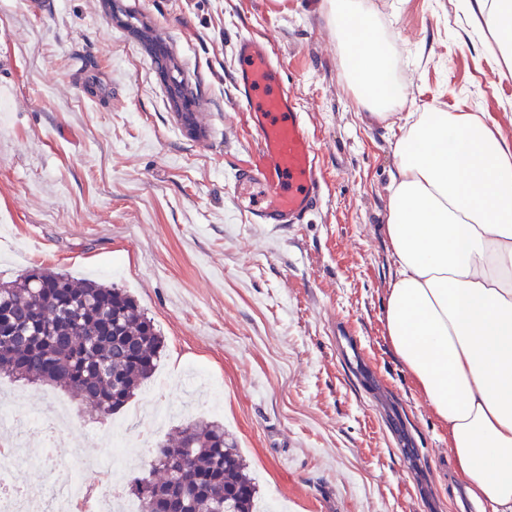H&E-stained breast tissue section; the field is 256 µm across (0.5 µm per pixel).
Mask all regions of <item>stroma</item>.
I'll return each mask as SVG.
<instances>
[{
  "instance_id": "1",
  "label": "stroma",
  "mask_w": 512,
  "mask_h": 512,
  "mask_svg": "<svg viewBox=\"0 0 512 512\" xmlns=\"http://www.w3.org/2000/svg\"><path fill=\"white\" fill-rule=\"evenodd\" d=\"M322 0H0V282L36 269L126 289L164 341L126 405L132 465L205 417L223 422L274 512H489L448 430L384 338L394 274L382 232L400 134L358 104ZM403 112H483L512 141V70L463 0H366ZM167 36L197 114L180 125L145 43ZM269 39L320 150L327 188L302 224L249 223L235 187L256 140L233 48ZM62 405L52 458L108 460L106 423L75 393L0 377V397Z\"/></svg>"
}]
</instances>
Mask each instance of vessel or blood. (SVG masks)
I'll return each instance as SVG.
<instances>
[{"label":"vessel or blood","mask_w":512,"mask_h":512,"mask_svg":"<svg viewBox=\"0 0 512 512\" xmlns=\"http://www.w3.org/2000/svg\"><path fill=\"white\" fill-rule=\"evenodd\" d=\"M235 81L247 128L257 135L249 159L238 165V187L255 190L249 223L299 224L321 201L325 177L295 96L283 88L267 39L241 37L235 45Z\"/></svg>","instance_id":"obj_1"}]
</instances>
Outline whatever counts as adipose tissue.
I'll list each match as a JSON object with an SVG mask.
<instances>
[{
  "instance_id": "1",
  "label": "adipose tissue",
  "mask_w": 512,
  "mask_h": 512,
  "mask_svg": "<svg viewBox=\"0 0 512 512\" xmlns=\"http://www.w3.org/2000/svg\"><path fill=\"white\" fill-rule=\"evenodd\" d=\"M512 66V0H464ZM350 87L380 120L402 88L361 0H326ZM383 234L386 338L448 428L460 480L512 512V142L480 112H413L394 145Z\"/></svg>"
}]
</instances>
